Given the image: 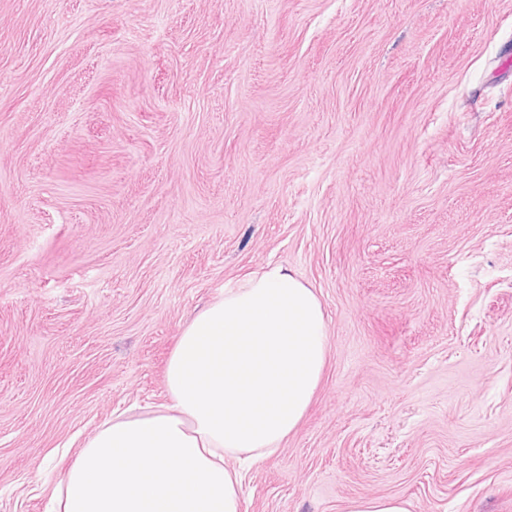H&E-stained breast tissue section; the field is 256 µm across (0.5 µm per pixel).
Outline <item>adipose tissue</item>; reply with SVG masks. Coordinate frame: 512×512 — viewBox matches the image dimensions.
Returning a JSON list of instances; mask_svg holds the SVG:
<instances>
[{"mask_svg": "<svg viewBox=\"0 0 512 512\" xmlns=\"http://www.w3.org/2000/svg\"><path fill=\"white\" fill-rule=\"evenodd\" d=\"M329 351L314 288L280 264L247 275L184 327L167 403L113 416L86 439L53 512H242L239 463L296 431Z\"/></svg>", "mask_w": 512, "mask_h": 512, "instance_id": "adipose-tissue-1", "label": "adipose tissue"}]
</instances>
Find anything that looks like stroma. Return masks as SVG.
I'll return each instance as SVG.
<instances>
[{"mask_svg":"<svg viewBox=\"0 0 512 512\" xmlns=\"http://www.w3.org/2000/svg\"><path fill=\"white\" fill-rule=\"evenodd\" d=\"M270 263L330 354L243 512H512V0H0V512ZM343 512H410V503L398 496L360 497L347 500Z\"/></svg>","mask_w":512,"mask_h":512,"instance_id":"35a3bbf8","label":"stroma"}]
</instances>
